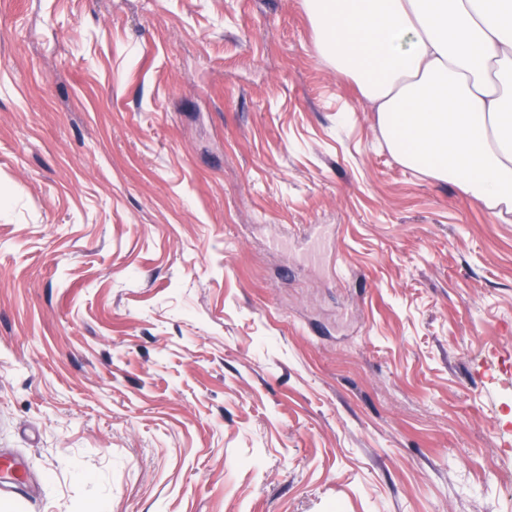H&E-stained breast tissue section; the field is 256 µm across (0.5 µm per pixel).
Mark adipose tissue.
<instances>
[{"label":"adipose tissue","instance_id":"obj_1","mask_svg":"<svg viewBox=\"0 0 512 512\" xmlns=\"http://www.w3.org/2000/svg\"><path fill=\"white\" fill-rule=\"evenodd\" d=\"M405 167L512 212V0H302Z\"/></svg>","mask_w":512,"mask_h":512}]
</instances>
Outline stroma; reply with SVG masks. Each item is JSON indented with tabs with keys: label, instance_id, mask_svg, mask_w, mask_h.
<instances>
[{
	"label": "stroma",
	"instance_id": "1",
	"mask_svg": "<svg viewBox=\"0 0 512 512\" xmlns=\"http://www.w3.org/2000/svg\"><path fill=\"white\" fill-rule=\"evenodd\" d=\"M510 399L512 213L302 0H0V512H512Z\"/></svg>",
	"mask_w": 512,
	"mask_h": 512
}]
</instances>
